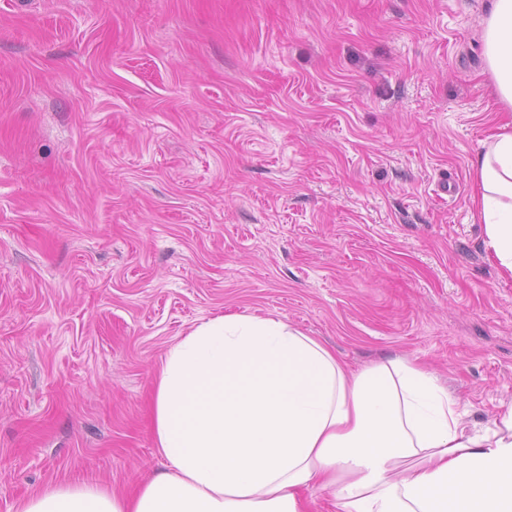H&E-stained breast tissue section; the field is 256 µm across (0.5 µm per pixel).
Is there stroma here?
<instances>
[{"label": "stroma", "mask_w": 512, "mask_h": 512, "mask_svg": "<svg viewBox=\"0 0 512 512\" xmlns=\"http://www.w3.org/2000/svg\"><path fill=\"white\" fill-rule=\"evenodd\" d=\"M493 0H0V512L164 468L167 349L224 313L512 403L472 148Z\"/></svg>", "instance_id": "stroma-1"}]
</instances>
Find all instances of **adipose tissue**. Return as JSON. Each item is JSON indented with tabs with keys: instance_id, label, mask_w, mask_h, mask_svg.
<instances>
[{
	"instance_id": "adipose-tissue-1",
	"label": "adipose tissue",
	"mask_w": 512,
	"mask_h": 512,
	"mask_svg": "<svg viewBox=\"0 0 512 512\" xmlns=\"http://www.w3.org/2000/svg\"><path fill=\"white\" fill-rule=\"evenodd\" d=\"M484 55L505 115L478 142L472 200L485 245L512 273V0H493ZM419 362L355 371L282 319L196 324L162 358L152 399L166 465L131 490L57 485L16 512H512V404L468 425Z\"/></svg>"
}]
</instances>
